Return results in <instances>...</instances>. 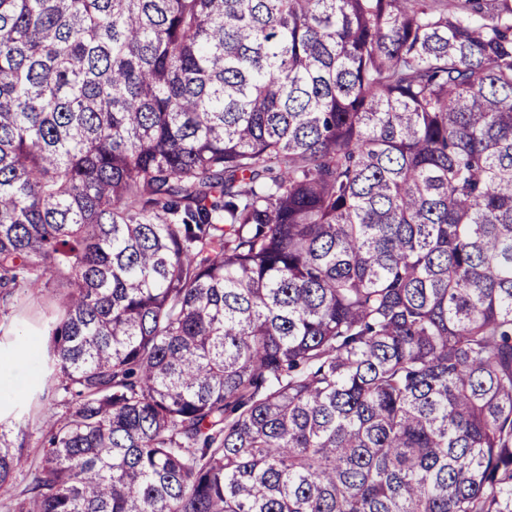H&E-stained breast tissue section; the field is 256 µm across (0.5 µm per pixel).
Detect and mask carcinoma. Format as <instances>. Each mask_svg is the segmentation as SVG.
<instances>
[{"label": "carcinoma", "instance_id": "obj_1", "mask_svg": "<svg viewBox=\"0 0 512 512\" xmlns=\"http://www.w3.org/2000/svg\"><path fill=\"white\" fill-rule=\"evenodd\" d=\"M39 289L13 512H512V0H0Z\"/></svg>", "mask_w": 512, "mask_h": 512}]
</instances>
